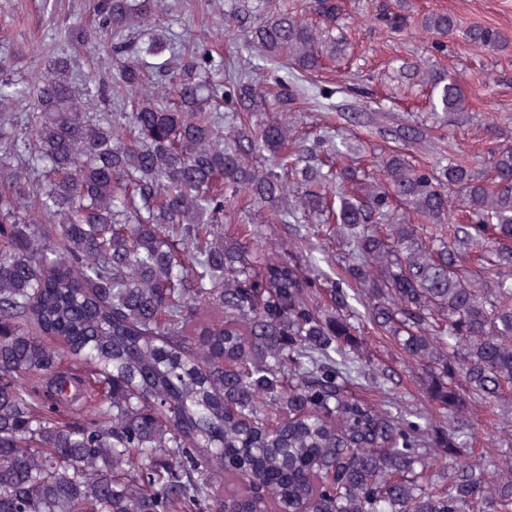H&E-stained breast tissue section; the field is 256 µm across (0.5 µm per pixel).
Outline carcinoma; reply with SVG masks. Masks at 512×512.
I'll list each match as a JSON object with an SVG mask.
<instances>
[{
    "instance_id": "carcinoma-1",
    "label": "carcinoma",
    "mask_w": 512,
    "mask_h": 512,
    "mask_svg": "<svg viewBox=\"0 0 512 512\" xmlns=\"http://www.w3.org/2000/svg\"><path fill=\"white\" fill-rule=\"evenodd\" d=\"M157 7L90 0L97 27L60 28L91 62L109 36L112 70L82 94L66 51L43 55L34 88L0 57V108L32 109L22 128L0 121V512H512V458L473 438L512 394V145L479 170L445 150L419 162L408 149L432 127L336 105L397 143L379 178L332 122L291 116L307 105L295 84L253 121L268 99L250 61L151 31ZM346 7L224 18L312 81L345 55ZM375 11L430 52L459 30L475 55L512 50L443 9ZM398 75L432 115L471 119L445 70ZM255 210L294 228L282 252L253 255L247 224L224 231ZM313 239L337 277L311 275Z\"/></svg>"
}]
</instances>
